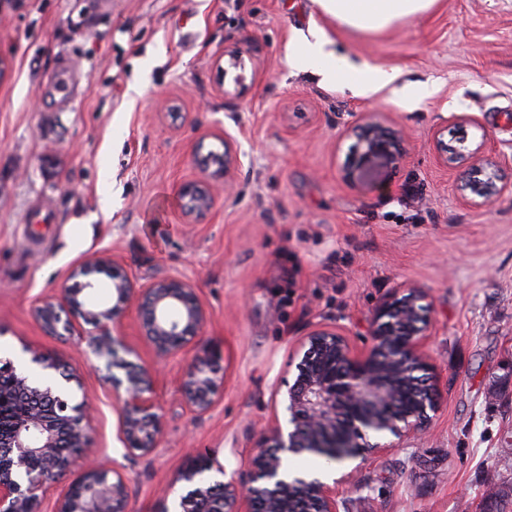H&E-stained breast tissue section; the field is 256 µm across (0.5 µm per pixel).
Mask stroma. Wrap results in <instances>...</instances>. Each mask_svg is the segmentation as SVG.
I'll list each match as a JSON object with an SVG mask.
<instances>
[{"label": "stroma", "instance_id": "1", "mask_svg": "<svg viewBox=\"0 0 512 512\" xmlns=\"http://www.w3.org/2000/svg\"><path fill=\"white\" fill-rule=\"evenodd\" d=\"M310 0H0V358L35 371L59 356L96 409L91 446L121 466L129 512H161L197 455L226 477L244 468L270 426L307 334L339 328L361 352L375 310L424 291L426 354L443 394L428 433L355 470L340 512H480L512 484V186L475 206L437 144L512 157V0H439L386 32L332 27L331 48L398 70L367 98L298 75L287 47L308 29ZM240 47L229 66L224 52ZM74 72L69 95L56 81ZM434 84L426 99L405 86ZM407 134L397 170L346 183L341 169L362 114ZM476 125L459 131L449 118ZM240 158L232 192L186 216L179 185L211 178L201 153ZM114 255L135 284L192 282L208 318L186 354L153 378L162 434L132 455L118 430L112 381L124 362L155 363L136 308L121 317L113 367L67 326L33 317L91 255ZM223 379L209 413L181 404L192 358Z\"/></svg>", "mask_w": 512, "mask_h": 512}]
</instances>
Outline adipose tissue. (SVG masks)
<instances>
[{
  "label": "adipose tissue",
  "instance_id": "1",
  "mask_svg": "<svg viewBox=\"0 0 512 512\" xmlns=\"http://www.w3.org/2000/svg\"><path fill=\"white\" fill-rule=\"evenodd\" d=\"M438 0H311L308 33L289 45L300 72L318 83L338 85L351 95L365 97L397 78L394 70L370 62H354L330 50L328 25L360 34L382 33L430 12Z\"/></svg>",
  "mask_w": 512,
  "mask_h": 512
}]
</instances>
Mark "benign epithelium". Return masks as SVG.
Segmentation results:
<instances>
[{
	"label": "benign epithelium",
	"instance_id": "obj_1",
	"mask_svg": "<svg viewBox=\"0 0 512 512\" xmlns=\"http://www.w3.org/2000/svg\"><path fill=\"white\" fill-rule=\"evenodd\" d=\"M356 138L355 150L341 169L345 182L358 186L383 168L397 167L404 157V132L385 126L366 113L362 122L347 129ZM444 161L468 163L460 190L471 204L480 206L499 194L503 174L512 169V159L491 156L478 145L472 152L439 144ZM233 138L224 134V160L214 177L224 178L229 190L238 169ZM188 201L185 213L201 216L212 206L211 185L189 181L178 188ZM104 274L112 283V300L87 304L80 295L96 288L95 275ZM71 277L81 278L78 288L66 287L34 309V318L52 333L64 312L77 325L93 331L87 338L92 353L110 361L116 353L121 324L119 316L137 302L143 329L156 359L175 357L188 347L207 319L197 288L182 278L161 276L139 287L121 263L107 255L79 262ZM425 294L411 289L383 303L373 314L372 345L364 352L352 349L334 327L312 330L292 355L293 382H285V422L274 423L260 434L248 468L237 477L214 487L209 474L222 473L216 457L182 470L178 481L192 484L180 495L176 512H340L341 490L351 477L347 473L328 480L290 472L288 453L298 450L318 453L329 461L371 458L411 434L429 429L441 395L427 382L420 391L407 387L409 371L429 374L424 347L430 323L421 309ZM32 361L46 370L62 373L63 383H33L6 361L13 376V397L20 410L7 431H0V512H42L48 489L58 478L78 469L80 474L57 498L54 512H127L129 486L121 467L106 469L91 448V413L86 394H77L70 383L74 376L57 357L38 352ZM118 403L119 432L128 450L147 457L158 447L161 436L158 406L152 391V372L128 363L125 381L112 379ZM222 379L204 361L195 359L182 376L185 408L196 416L210 411L221 397ZM79 449L67 458L62 446ZM37 460L38 471L28 469Z\"/></svg>",
	"mask_w": 512,
	"mask_h": 512
}]
</instances>
